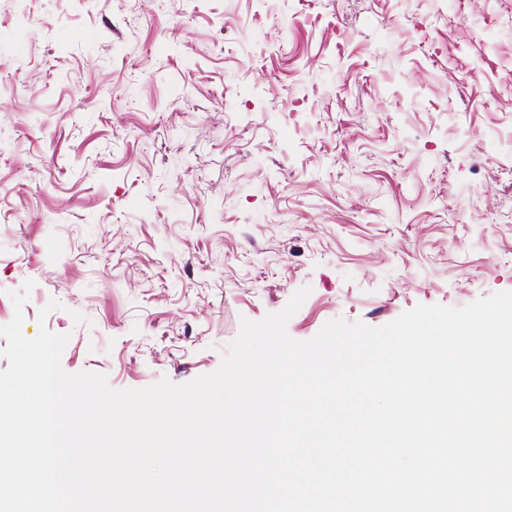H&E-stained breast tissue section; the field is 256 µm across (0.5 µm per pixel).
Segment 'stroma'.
<instances>
[{
    "label": "stroma",
    "mask_w": 512,
    "mask_h": 512,
    "mask_svg": "<svg viewBox=\"0 0 512 512\" xmlns=\"http://www.w3.org/2000/svg\"><path fill=\"white\" fill-rule=\"evenodd\" d=\"M28 279L116 389L305 286L299 341L512 290V0H0V325Z\"/></svg>",
    "instance_id": "obj_1"
}]
</instances>
